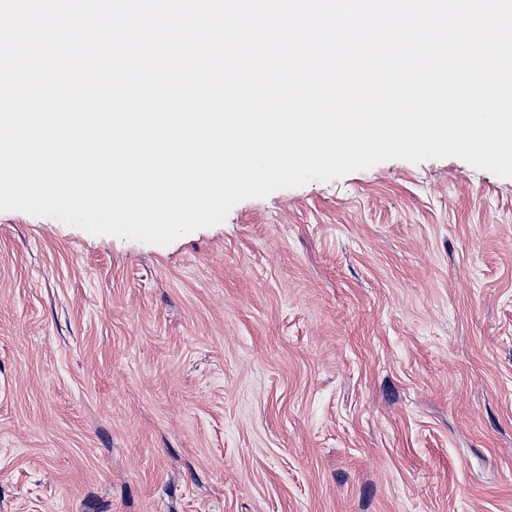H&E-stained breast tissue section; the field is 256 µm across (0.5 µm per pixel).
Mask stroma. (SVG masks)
Segmentation results:
<instances>
[{"label":"stroma","mask_w":512,"mask_h":512,"mask_svg":"<svg viewBox=\"0 0 512 512\" xmlns=\"http://www.w3.org/2000/svg\"><path fill=\"white\" fill-rule=\"evenodd\" d=\"M0 512H512V179L391 159L167 245L0 212Z\"/></svg>","instance_id":"35a3bbf8"}]
</instances>
